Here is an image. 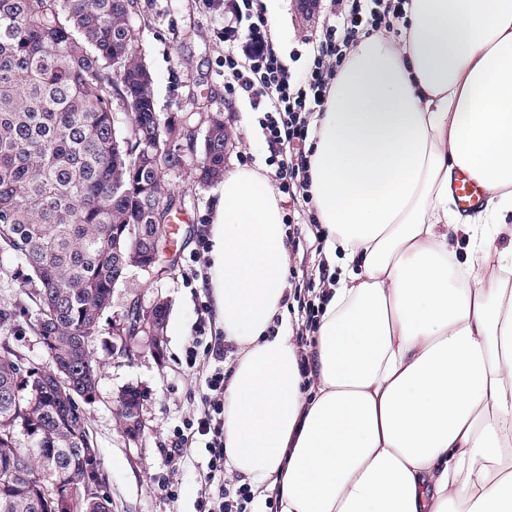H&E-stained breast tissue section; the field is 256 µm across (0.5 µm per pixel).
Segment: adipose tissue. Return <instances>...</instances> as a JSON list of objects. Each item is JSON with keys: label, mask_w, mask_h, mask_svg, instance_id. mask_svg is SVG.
Instances as JSON below:
<instances>
[{"label": "adipose tissue", "mask_w": 512, "mask_h": 512, "mask_svg": "<svg viewBox=\"0 0 512 512\" xmlns=\"http://www.w3.org/2000/svg\"><path fill=\"white\" fill-rule=\"evenodd\" d=\"M402 41L362 38L311 120L310 193L338 266L301 389L283 315V217L228 174L209 286L240 359L224 446L279 512H512V0H411ZM482 212L449 207L456 170ZM469 249L457 261L455 241Z\"/></svg>", "instance_id": "ef3b65f1"}]
</instances>
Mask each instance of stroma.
Returning a JSON list of instances; mask_svg holds the SVG:
<instances>
[{"label":"stroma","mask_w":512,"mask_h":512,"mask_svg":"<svg viewBox=\"0 0 512 512\" xmlns=\"http://www.w3.org/2000/svg\"><path fill=\"white\" fill-rule=\"evenodd\" d=\"M225 0H138L133 16L136 55L155 79V107L161 116L184 117L202 109L220 112L232 139L225 171L264 165L269 149L258 125V112L248 100L227 105L224 100V26L229 15ZM325 7L308 0H279L278 11L267 24L290 71L303 72L308 60L305 39L327 24ZM166 192L178 196L185 220L176 224L174 246L179 256L196 247L197 227L211 223L219 199V184L194 185L186 170H171L162 177ZM284 216L294 218L298 232L288 246L286 278L289 285L324 289L329 264L321 227L302 200L279 194ZM26 271L16 261L0 260V341L8 340L30 361L41 364L45 353L30 328L27 312L30 289ZM189 270L178 265L168 275L154 278L130 269L114 288L112 306L92 338L91 354L97 373L96 393L85 404L88 427L100 452V470L112 496V512H194V502L209 479L207 459L197 447L186 448L180 465L171 466L164 455L174 431L202 408L201 373L187 369L184 349L197 318L200 282L190 281ZM166 300L169 307L162 354L143 350L130 359L113 349L112 325L130 301L152 305ZM129 387L142 394L145 432L139 444L124 437L116 414L117 400ZM179 487L178 498L166 492V482Z\"/></svg>","instance_id":"1"}]
</instances>
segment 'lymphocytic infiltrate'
I'll return each instance as SVG.
<instances>
[{
  "label": "lymphocytic infiltrate",
  "instance_id": "obj_1",
  "mask_svg": "<svg viewBox=\"0 0 512 512\" xmlns=\"http://www.w3.org/2000/svg\"><path fill=\"white\" fill-rule=\"evenodd\" d=\"M409 0H329L332 23L308 40L309 66L291 73L266 31L260 0H236L234 24L227 41L247 38L252 49L239 59L233 49L224 51V92L228 100L243 97L259 111V126L269 148L267 166L273 167L280 192L300 196L311 203L307 142L310 120L323 111L337 73L354 47L372 31L393 27L405 19ZM224 332L217 327L212 302L198 301L192 339L184 350L188 368H195L199 356L212 360L202 396V410L184 421L183 427L203 448L211 473L223 474L228 462L224 448V389L232 377L225 362L232 354ZM254 493L249 483L218 484L215 493H201L195 512H249Z\"/></svg>",
  "mask_w": 512,
  "mask_h": 512
}]
</instances>
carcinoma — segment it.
Returning <instances> with one entry per match:
<instances>
[{
	"mask_svg": "<svg viewBox=\"0 0 512 512\" xmlns=\"http://www.w3.org/2000/svg\"><path fill=\"white\" fill-rule=\"evenodd\" d=\"M133 0H0V253L11 254L35 284L34 332L44 336L46 366L71 373L70 394L44 380V367L0 343V512H65L43 505L32 479L79 489L102 486L99 449L86 428L83 395L96 387L85 372L91 336L112 305V277L127 258L112 232L156 227L159 244L181 201L161 174L182 165L166 138L199 153L195 183L224 177V113L205 114L207 138L190 118L163 119L153 76L131 59ZM126 62L112 78V59ZM132 103L130 133L118 128L112 100ZM141 393L117 400L124 432L135 430ZM30 429V446L14 435Z\"/></svg>",
	"mask_w": 512,
	"mask_h": 512,
	"instance_id": "1",
	"label": "carcinoma"
}]
</instances>
